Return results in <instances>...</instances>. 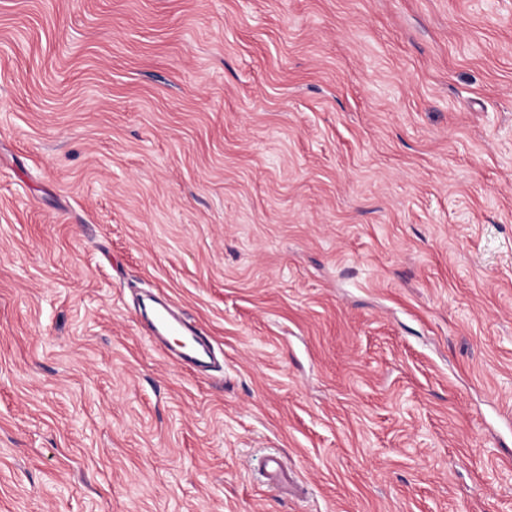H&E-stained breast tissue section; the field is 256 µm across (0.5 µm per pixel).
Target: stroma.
<instances>
[{"mask_svg": "<svg viewBox=\"0 0 512 512\" xmlns=\"http://www.w3.org/2000/svg\"><path fill=\"white\" fill-rule=\"evenodd\" d=\"M0 512H512V0H0ZM151 301L159 307L148 324L151 334L148 337L164 340L165 336H171L178 339L179 343L174 342L175 346L169 344V349L174 351L179 361L191 367L205 366L211 356L206 336H201L195 329L178 320L165 304L154 299Z\"/></svg>", "mask_w": 512, "mask_h": 512, "instance_id": "obj_1", "label": "stroma"}]
</instances>
